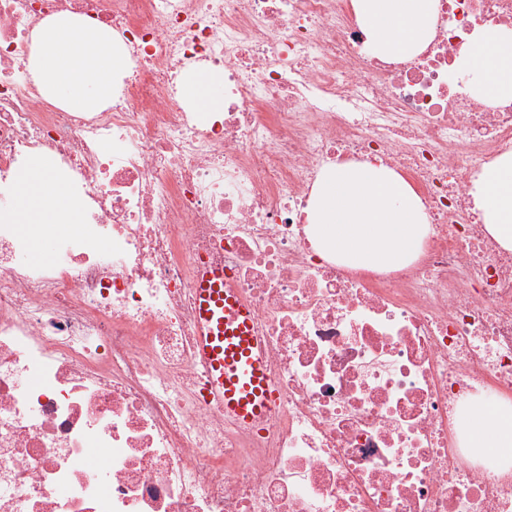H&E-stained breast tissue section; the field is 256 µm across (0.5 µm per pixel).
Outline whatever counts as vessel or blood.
I'll return each mask as SVG.
<instances>
[{"label":"vessel or blood","instance_id":"obj_1","mask_svg":"<svg viewBox=\"0 0 512 512\" xmlns=\"http://www.w3.org/2000/svg\"><path fill=\"white\" fill-rule=\"evenodd\" d=\"M194 293V358L207 370V394L222 405L225 416L252 424L273 410L275 396L253 313L223 269H199Z\"/></svg>","mask_w":512,"mask_h":512}]
</instances>
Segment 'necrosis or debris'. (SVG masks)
I'll use <instances>...</instances> for the list:
<instances>
[{"label":"necrosis or debris","instance_id":"necrosis-or-debris-1","mask_svg":"<svg viewBox=\"0 0 512 512\" xmlns=\"http://www.w3.org/2000/svg\"><path fill=\"white\" fill-rule=\"evenodd\" d=\"M434 4L430 40L388 57L351 0H0V512H512V462L463 425L512 393V252L471 194L512 153V99L458 80L512 0ZM62 14L128 60L101 111L49 102L31 69ZM198 69L223 74V111L184 98ZM37 155L85 235L18 233ZM365 160L428 217L409 268L356 272L308 237L321 172ZM202 265L256 316L277 394L258 427L205 396Z\"/></svg>","mask_w":512,"mask_h":512}]
</instances>
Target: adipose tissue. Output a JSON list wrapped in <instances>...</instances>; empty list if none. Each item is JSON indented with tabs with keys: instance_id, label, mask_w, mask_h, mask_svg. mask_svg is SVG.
I'll use <instances>...</instances> for the list:
<instances>
[{
	"instance_id": "ef3b65f1",
	"label": "adipose tissue",
	"mask_w": 512,
	"mask_h": 512,
	"mask_svg": "<svg viewBox=\"0 0 512 512\" xmlns=\"http://www.w3.org/2000/svg\"><path fill=\"white\" fill-rule=\"evenodd\" d=\"M373 48L383 55L408 53L433 33V0H352ZM32 67L46 98L72 112H95L112 100V81L127 66L111 30L87 27L60 15L43 21L35 34ZM467 67L476 74L473 92L486 100L512 97V29L483 33ZM37 157L21 188L26 224H52L80 232L82 217L64 181L46 174ZM472 194L486 232L512 251V157L493 161L474 181ZM473 440L488 451L512 458V402L476 401L468 410Z\"/></svg>"
}]
</instances>
